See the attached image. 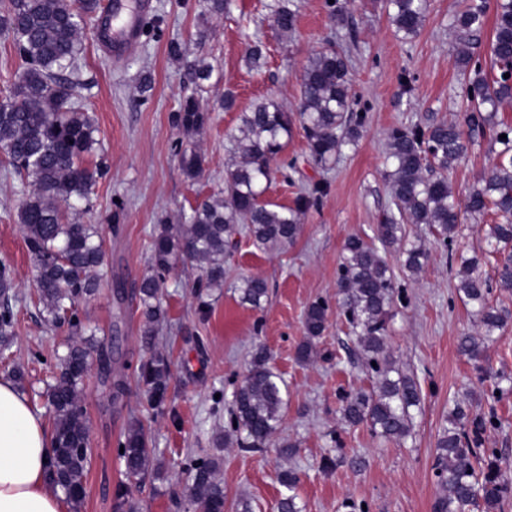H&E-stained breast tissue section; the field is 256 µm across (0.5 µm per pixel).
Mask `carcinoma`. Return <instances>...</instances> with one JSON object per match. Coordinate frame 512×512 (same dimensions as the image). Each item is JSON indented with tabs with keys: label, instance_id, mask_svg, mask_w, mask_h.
<instances>
[{
	"label": "carcinoma",
	"instance_id": "obj_1",
	"mask_svg": "<svg viewBox=\"0 0 512 512\" xmlns=\"http://www.w3.org/2000/svg\"><path fill=\"white\" fill-rule=\"evenodd\" d=\"M98 8L99 0H79L75 5L66 0H0V35L11 43L18 62L17 82L0 100V154L31 187L17 207L15 221L36 264L38 305L47 321L68 324L72 336L66 353L58 358V376L46 393L45 415L52 420L53 445L49 478L77 505L83 499L91 456L81 400L83 367L97 344L95 331L79 316V307L97 292L94 271L102 264L104 252L99 229L73 218L81 205H90L96 171L85 165V157L98 145L94 119L74 106L73 96L78 86L74 75L79 69L81 29ZM268 8L275 32L281 37L292 34L297 13L288 0H271ZM385 8L396 31L411 39L423 27L428 0H385ZM486 10L485 4L470 5L456 16L453 27L459 47L455 62L469 76L464 123L472 132L490 134L502 146L498 161L478 177L461 210L448 182V170L468 153L471 144L461 126L443 118L425 126L391 129L385 178L396 211L377 225L376 241L352 236L344 244L336 281L342 296L340 314L352 328L375 382L369 391L342 398V419L352 425L364 423L383 438L410 436L414 411L422 401L416 378L396 365L385 346L390 307L399 285L384 252L398 246L402 265L413 276L428 260L424 243L408 241L405 226L429 225L450 250L461 212L483 215L494 206L504 219L502 224L490 225L487 234L488 244L503 255L496 284L512 290V127L496 121L500 108L512 105V0H495L488 66L478 52ZM246 58L252 68L262 69L265 43L253 42ZM212 71L201 60L190 65L193 89L172 115V123L184 138L177 150L180 168L191 181L204 171L205 158L189 142L210 121L212 109L201 102L200 92ZM507 73L511 77H505ZM297 124L312 160L323 167L336 162L362 136L364 115L354 110L348 59L333 48L309 57L300 78L296 111L266 97L240 115V124L230 135L234 161L226 169L222 195L197 204L184 224L160 225L152 240L148 272L135 292L144 317V339H151L166 318L161 281L177 262L199 265L200 287L221 288L224 258L238 225H248L251 237L263 249L294 243L301 216L324 193L325 185L316 183L300 193L291 207L266 202L262 196L274 173L272 163ZM502 134L507 138H500ZM478 266L477 257H463L458 271V294L472 305L480 328V334H466L458 341L459 352L470 360L482 359L495 333L512 322L509 307L489 303L492 286ZM13 289V270L0 262L1 353L10 348L15 336ZM239 294L242 303L260 309L268 299L267 283L260 277H244ZM327 317L324 302L309 305L305 336L296 350L298 360L313 358ZM169 374L168 359L161 354L140 365L139 381L149 407L164 405ZM282 386L284 381L270 366L267 351L257 348L233 393L229 426L241 447H268L281 419ZM489 426H497L492 413L472 412L460 405L450 411L434 461L441 490L437 512H499L512 492V480L497 450L483 447ZM149 445L150 436L142 423L130 422L120 454L128 476L142 479L150 474L153 455ZM219 465L217 457L188 464L190 500L210 512L224 508V489L215 479ZM279 481L285 489L279 512H302L296 502L297 472L285 470Z\"/></svg>",
	"mask_w": 512,
	"mask_h": 512
}]
</instances>
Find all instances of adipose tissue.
<instances>
[{
	"label": "adipose tissue",
	"instance_id": "ef3b65f1",
	"mask_svg": "<svg viewBox=\"0 0 512 512\" xmlns=\"http://www.w3.org/2000/svg\"><path fill=\"white\" fill-rule=\"evenodd\" d=\"M51 452L40 418L14 382L0 378V512H67L46 476Z\"/></svg>",
	"mask_w": 512,
	"mask_h": 512
}]
</instances>
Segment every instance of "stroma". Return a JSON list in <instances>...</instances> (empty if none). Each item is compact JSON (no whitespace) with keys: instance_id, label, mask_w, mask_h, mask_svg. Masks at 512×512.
Returning <instances> with one entry per match:
<instances>
[{"instance_id":"obj_1","label":"stroma","mask_w":512,"mask_h":512,"mask_svg":"<svg viewBox=\"0 0 512 512\" xmlns=\"http://www.w3.org/2000/svg\"><path fill=\"white\" fill-rule=\"evenodd\" d=\"M269 0H230L224 15H209L204 0H153L149 25L121 64H114L96 36V23L83 30L76 107L96 121L99 145L89 157L99 172L84 224L99 225L106 256L96 271L99 290L81 310L84 322L99 327L98 338L112 360L111 374L91 367L85 377L83 405L89 423L91 460L85 497L76 512H125L116 495L127 485L139 512H197L189 497L188 458L220 455L216 474L224 489V512H237L249 500L254 512H278L281 471L296 470V493L305 512H349L348 502L368 512H435L440 488L433 469L436 444L454 404L494 409L498 425L487 430L484 445L497 449L512 467V392L495 404L487 394L492 374L512 379V323L490 342L485 358L473 362L460 354L458 339L479 330L471 307L456 293L448 250L423 224L406 227L408 240L429 250L422 271L403 270L396 250L386 257L403 294L393 302L387 349L422 390L410 437L385 440L369 427L342 420L340 397L370 390L374 379L363 366L358 346L343 316L336 279L345 241L373 240L392 202L384 178L387 134L396 126L426 125L432 119L462 120L467 77L455 65L453 20L468 0H429L420 34L410 41L395 33L380 0H349L347 21L334 22L326 0H292L297 24L288 38L271 26ZM267 46V64L253 70L246 48L253 40ZM179 41L189 59L209 63L204 102L212 105L210 123L193 144L205 158L195 181L182 174L175 145L182 135L171 116L191 87L187 70L168 54ZM331 46L350 61L355 106L365 127L354 148L346 149L331 169L311 159L301 129L287 141L284 159L295 161L290 177L272 180L263 198L289 206L308 185L324 182L328 191L302 218L296 241L281 250L255 245L248 233L234 236L224 262V285L203 288L194 264L180 263L162 285L167 320L152 346L142 341L144 319L134 291L150 255L160 223H183L193 207L224 189L232 155L228 137L238 116L257 99L274 97L294 105L299 78L311 53ZM152 76L153 88L139 90L138 76ZM236 108L218 109L225 92ZM496 157L488 139L475 137L468 154L448 174L457 199ZM29 187L0 166V262L14 271L12 306L17 317L10 349L25 370L24 393L40 410L41 393L51 380L57 354L69 341L68 328L50 325L35 300V267L14 212ZM494 213L467 219L453 245L465 256H478L480 272L494 279L499 259L487 244ZM258 276L268 284L264 309L242 305V278ZM316 301L328 304L327 328L315 361L297 359L304 337V315ZM264 346L284 379L281 422L267 448H241L227 437L228 411L256 346ZM171 362L167 401L162 410L145 408L137 375L150 353ZM125 391L113 396L110 384ZM140 418L154 448L157 472L144 481L127 480L118 448L131 418ZM363 464L351 468L350 457ZM334 459L325 468V459Z\"/></svg>"}]
</instances>
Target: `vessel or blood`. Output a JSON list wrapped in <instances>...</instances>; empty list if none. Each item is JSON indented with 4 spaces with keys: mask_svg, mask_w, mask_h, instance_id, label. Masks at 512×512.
I'll return each instance as SVG.
<instances>
[{
    "mask_svg": "<svg viewBox=\"0 0 512 512\" xmlns=\"http://www.w3.org/2000/svg\"><path fill=\"white\" fill-rule=\"evenodd\" d=\"M151 9L152 0H106L98 19V33L113 61H121L128 47L138 41L141 23Z\"/></svg>",
    "mask_w": 512,
    "mask_h": 512,
    "instance_id": "1",
    "label": "vessel or blood"
}]
</instances>
